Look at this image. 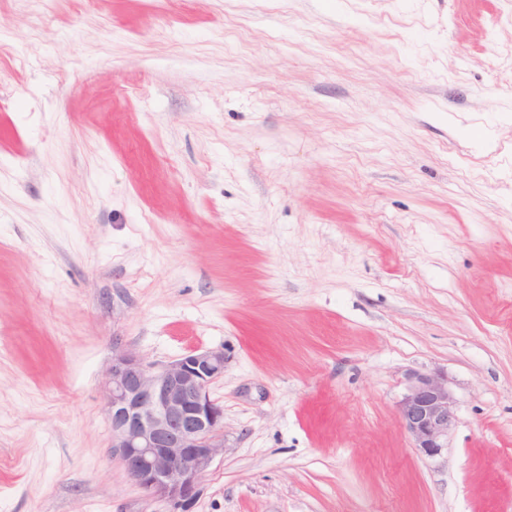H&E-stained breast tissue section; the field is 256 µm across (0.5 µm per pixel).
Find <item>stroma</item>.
Instances as JSON below:
<instances>
[{
	"label": "stroma",
	"mask_w": 512,
	"mask_h": 512,
	"mask_svg": "<svg viewBox=\"0 0 512 512\" xmlns=\"http://www.w3.org/2000/svg\"><path fill=\"white\" fill-rule=\"evenodd\" d=\"M117 343L224 352L188 512H512V0H0V512H169ZM397 415L413 448L427 457L439 455L447 448L448 436L457 423L456 400L448 388V376L409 373Z\"/></svg>",
	"instance_id": "35a3bbf8"
}]
</instances>
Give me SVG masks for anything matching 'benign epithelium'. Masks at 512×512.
<instances>
[{
    "label": "benign epithelium",
    "mask_w": 512,
    "mask_h": 512,
    "mask_svg": "<svg viewBox=\"0 0 512 512\" xmlns=\"http://www.w3.org/2000/svg\"><path fill=\"white\" fill-rule=\"evenodd\" d=\"M224 376V351L191 350L157 370L130 349L116 347L103 381L112 433L110 452L146 494L182 512L224 453V405L211 386ZM413 448L427 457L448 447L456 400L443 373L411 372L397 405Z\"/></svg>",
    "instance_id": "obj_1"
}]
</instances>
